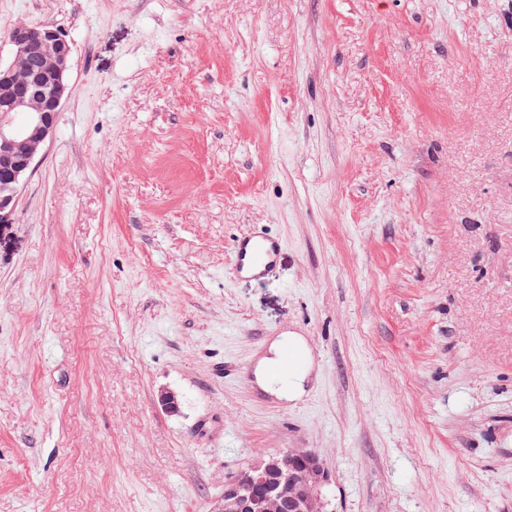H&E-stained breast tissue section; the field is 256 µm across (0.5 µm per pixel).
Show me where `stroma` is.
<instances>
[{
	"label": "stroma",
	"mask_w": 512,
	"mask_h": 512,
	"mask_svg": "<svg viewBox=\"0 0 512 512\" xmlns=\"http://www.w3.org/2000/svg\"><path fill=\"white\" fill-rule=\"evenodd\" d=\"M19 23L74 93L0 220V512H211L290 448L331 512H512V0H0L2 63ZM281 245L265 231H256L238 237L233 244V270L262 278L274 266ZM293 348L301 352L307 353V359L288 380V388L281 387L276 389L283 397L288 400L299 399L305 393V386L309 376L310 363L308 361V350L304 340L300 336L289 335L277 341L270 348V356L263 359L260 365V374L263 381V386L268 390H275L273 388L278 382L273 378V371L279 364L282 353L286 348ZM303 361L302 354L293 350H286L282 357L281 364L277 370V375L287 380L291 371Z\"/></svg>",
	"instance_id": "1"
}]
</instances>
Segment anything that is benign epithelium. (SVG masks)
I'll return each instance as SVG.
<instances>
[{
	"instance_id": "obj_1",
	"label": "benign epithelium",
	"mask_w": 512,
	"mask_h": 512,
	"mask_svg": "<svg viewBox=\"0 0 512 512\" xmlns=\"http://www.w3.org/2000/svg\"><path fill=\"white\" fill-rule=\"evenodd\" d=\"M13 61L0 64V215L11 210L17 189L50 140L57 116L72 94V46L56 29L20 23L8 34ZM52 51L37 57V51ZM158 404L180 412L177 393L162 388ZM326 463L304 448L263 457L224 481L211 512H328L323 494Z\"/></svg>"
}]
</instances>
